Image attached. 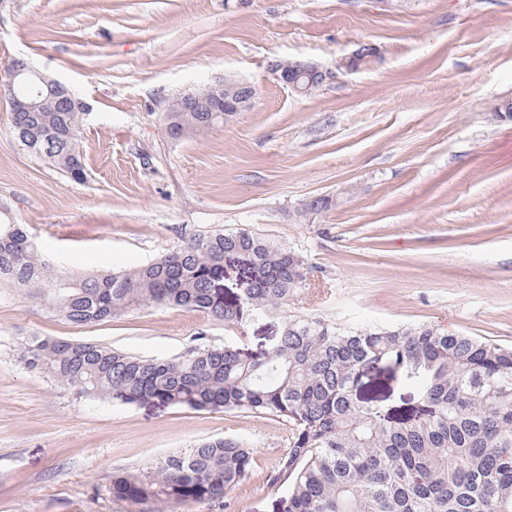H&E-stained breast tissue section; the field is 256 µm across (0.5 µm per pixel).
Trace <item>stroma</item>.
I'll use <instances>...</instances> for the list:
<instances>
[{"instance_id":"1","label":"stroma","mask_w":512,"mask_h":512,"mask_svg":"<svg viewBox=\"0 0 512 512\" xmlns=\"http://www.w3.org/2000/svg\"><path fill=\"white\" fill-rule=\"evenodd\" d=\"M361 43L379 48L372 65L306 96L268 70L332 68ZM15 57L88 106L75 182L22 150L0 93V207L58 263L137 265L203 231L247 229L314 266L299 312L512 347V118L494 112L512 99V0H0V66ZM227 76L256 87L252 106L172 139L170 101ZM315 197L332 203L304 212ZM282 328L250 322L241 345L262 355ZM29 336L174 358L228 334L180 307L74 325L49 297L0 288V512H126L113 474L224 435L253 448L247 478L174 512H284L280 419L81 399L19 362ZM362 395L399 422L426 414L388 371Z\"/></svg>"}]
</instances>
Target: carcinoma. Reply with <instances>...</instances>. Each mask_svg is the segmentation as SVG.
Wrapping results in <instances>:
<instances>
[{"mask_svg": "<svg viewBox=\"0 0 512 512\" xmlns=\"http://www.w3.org/2000/svg\"><path fill=\"white\" fill-rule=\"evenodd\" d=\"M83 105L17 112L11 132L30 155L79 182ZM179 139L224 126L222 112H169ZM243 259L249 278L224 301V264ZM312 267L291 248L250 230L200 233L143 265L67 276L38 252L24 225L0 211V285L51 296L84 325L141 307L180 306L230 331L271 315L281 336L261 356L236 344L198 345L176 358L138 356L95 342L29 336L18 357L90 400L196 411H252L288 425L273 472L287 486L284 512H512V348L432 324L344 325L299 315ZM396 374L430 408L402 423L361 397L365 380ZM253 448L223 436L112 477V498L131 512H166L221 500L249 473Z\"/></svg>", "mask_w": 512, "mask_h": 512, "instance_id": "1", "label": "carcinoma"}]
</instances>
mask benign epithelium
I'll list each match as a JSON object with an SVG mask.
<instances>
[{"label":"benign epithelium","mask_w":512,"mask_h":512,"mask_svg":"<svg viewBox=\"0 0 512 512\" xmlns=\"http://www.w3.org/2000/svg\"><path fill=\"white\" fill-rule=\"evenodd\" d=\"M379 56L378 49L370 43H362L349 55L336 63V68H324L312 61L290 59L288 62L274 60L269 70L277 82L297 95H304L317 86L333 82L341 73H353L361 69V63ZM14 85H26L29 93L19 95L10 92L11 111L13 112H48L63 103H72L70 89L53 81L31 67L21 58L10 61ZM212 101L209 111L224 113V121H229L247 108L256 95V89L249 83H237L224 79L211 85Z\"/></svg>","instance_id":"obj_1"}]
</instances>
